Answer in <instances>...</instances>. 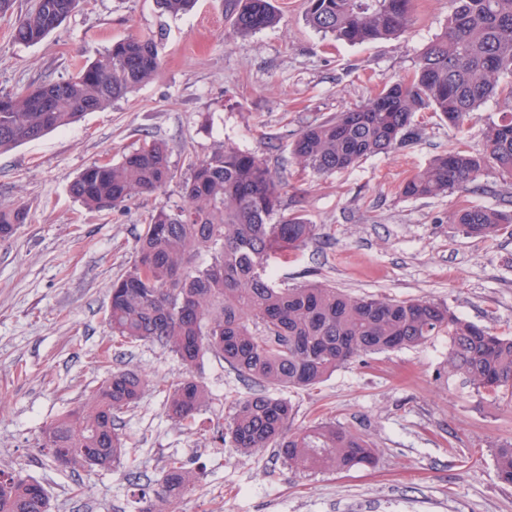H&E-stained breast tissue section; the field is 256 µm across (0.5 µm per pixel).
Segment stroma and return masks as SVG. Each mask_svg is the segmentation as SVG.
<instances>
[{"instance_id":"stroma-1","label":"stroma","mask_w":512,"mask_h":512,"mask_svg":"<svg viewBox=\"0 0 512 512\" xmlns=\"http://www.w3.org/2000/svg\"><path fill=\"white\" fill-rule=\"evenodd\" d=\"M30 0L0 14V94L68 77L113 41L161 30L155 78L102 112L0 153V203L27 219L0 238V467L40 482L50 512H139L133 482L157 488L171 457L201 472L175 512H512V485L496 474L492 445L512 440V402L478 392L448 366V339L357 357L321 384L289 392L294 424L335 420L375 447L372 466L296 474L275 449L244 454L176 425L164 388L182 373L160 348L113 337V280L134 261L136 241L162 204L181 202L179 182L126 207L88 209L69 184L87 165L119 161L150 138L166 144L178 172L224 141L265 158L285 183L284 215L316 224L314 240L277 273L295 285L320 280L355 294L426 298L491 332L512 336V231L466 236L453 211L480 204L512 211V177L489 172L475 192L409 199L400 184L436 155L483 147L487 122L512 112L495 96L456 129L418 117L422 135L405 150L366 157L326 178L305 173L291 149L307 126L364 105L384 83L410 73L448 24V0H414L400 37L349 45L304 20L305 0H274L275 26L242 37L236 0H197L159 14L155 0H81L39 44L12 29ZM135 369L150 387L121 416L122 467L70 472L43 455L44 425L81 405L111 371ZM198 374L210 391L200 418L225 426L249 386L206 356Z\"/></svg>"}]
</instances>
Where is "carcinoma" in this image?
Masks as SVG:
<instances>
[{"label": "carcinoma", "instance_id": "1", "mask_svg": "<svg viewBox=\"0 0 512 512\" xmlns=\"http://www.w3.org/2000/svg\"><path fill=\"white\" fill-rule=\"evenodd\" d=\"M413 0H306L311 28L348 44L370 43L406 32ZM79 0H33L16 20L12 37L25 45L46 39ZM162 15H178L195 0H155ZM448 26L429 42L406 77L390 82L365 105L306 127L292 146L303 169L326 176L361 159L407 148L420 135L416 113L429 110L459 127L502 91L512 95V0H448ZM279 19L272 0H241L233 27L247 36ZM163 31L113 42L99 57L63 79L25 93L0 95V152L38 140L102 111L158 72ZM512 175V114L490 122L482 150L440 154L400 186L425 199L476 187L489 170ZM168 148L144 140L117 163L94 162L70 183L71 196L88 208L124 207L176 180ZM282 181L256 153L222 142L182 177L183 201L162 204L136 243V257L110 287L112 333L175 356L182 376L166 386V415L182 425L208 404L196 375L207 355L224 360L251 386L233 402L220 433L244 453L277 449L298 472L348 471L370 465L374 449L361 434L333 422L291 430L294 407L277 390L313 387L351 359L421 347L448 337V366L477 390L512 396V338L497 336L426 299L357 296L321 283H276V265L317 236L299 216L276 219ZM20 205L0 204V237L25 223ZM452 223L469 237L495 238L512 214L479 205L463 208ZM148 381L136 370L105 377L81 407L47 423L39 447L68 453L67 468H90L88 448H101L111 467L122 464L120 414L143 397ZM498 478L512 485V441L492 445ZM199 473L169 460L140 512H169L197 486ZM35 481L20 470L0 471V512H43Z\"/></svg>", "mask_w": 512, "mask_h": 512}]
</instances>
